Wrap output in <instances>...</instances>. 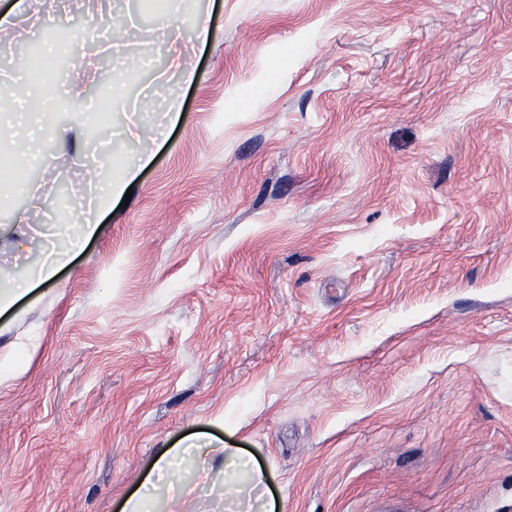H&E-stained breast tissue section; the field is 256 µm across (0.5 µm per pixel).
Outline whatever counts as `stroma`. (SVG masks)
<instances>
[{"label": "stroma", "instance_id": "1", "mask_svg": "<svg viewBox=\"0 0 512 512\" xmlns=\"http://www.w3.org/2000/svg\"><path fill=\"white\" fill-rule=\"evenodd\" d=\"M37 17L64 32L62 102L0 181V283L34 268L17 218L66 239L59 209L152 162L0 315V356L26 353L0 384V512H121L197 442L263 468L275 512H512V0H26L0 94ZM224 479L210 461L184 512H224ZM151 161L150 155H141L137 162H128L125 167H120L119 173L113 176L109 182L103 184L102 200L112 201L113 197L121 195L130 185L134 183L140 169Z\"/></svg>", "mask_w": 512, "mask_h": 512}]
</instances>
